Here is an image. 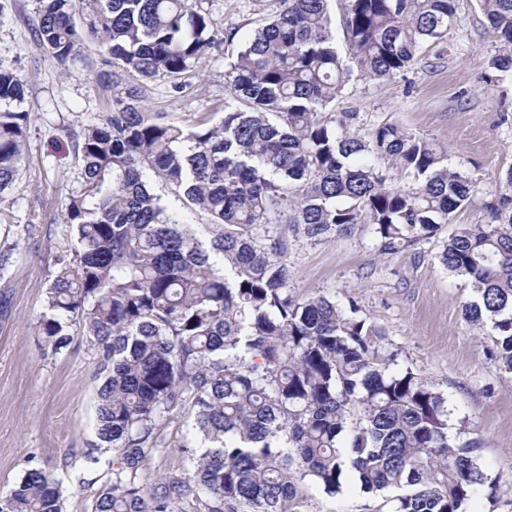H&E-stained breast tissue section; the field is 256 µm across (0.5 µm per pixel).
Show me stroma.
<instances>
[{
  "mask_svg": "<svg viewBox=\"0 0 512 512\" xmlns=\"http://www.w3.org/2000/svg\"><path fill=\"white\" fill-rule=\"evenodd\" d=\"M277 3L208 0L206 7L218 27L249 31ZM38 7V0H0V66L25 78L23 107L31 114L22 174L0 193V493L41 468L58 480L64 512H93L110 475L106 463L86 458L97 444L95 355L79 335L73 353L44 354L36 322L59 257L71 253L63 210L80 171L75 141L107 110L112 89L97 79L95 47L64 69L48 56L32 31ZM496 46L474 0H460L447 42L427 47L395 78L352 79L334 109L359 113L367 126L396 121L433 138L447 146L451 167L497 190L512 167V72L490 67ZM237 52L233 43L208 55L183 94L162 82L148 87L150 111L183 120L211 111L228 94L224 69ZM421 251L382 256L358 232L322 244L290 242L286 259L300 292L355 301L385 329L399 366L447 397L451 436L481 439L482 468L498 490L481 487L469 512H512V373L492 359L490 331L463 315L467 282L439 266L436 243ZM306 494L302 512H386L382 497L351 477L336 496L312 485Z\"/></svg>",
  "mask_w": 512,
  "mask_h": 512,
  "instance_id": "35a3bbf8",
  "label": "stroma"
}]
</instances>
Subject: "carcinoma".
Instances as JSON below:
<instances>
[{
  "label": "carcinoma",
  "mask_w": 512,
  "mask_h": 512,
  "mask_svg": "<svg viewBox=\"0 0 512 512\" xmlns=\"http://www.w3.org/2000/svg\"><path fill=\"white\" fill-rule=\"evenodd\" d=\"M203 0H40L34 36L61 67L93 44L112 81L109 111L76 144L66 197L73 260H59L37 320L54 354L77 328L97 359V437L112 453L94 512H300L309 479L328 496L347 472L392 512H467L487 477L477 447L448 433V398L382 348L384 331L324 295H301L288 237L368 233L383 255L438 245L470 284L466 318L494 333L512 373V169L485 192L448 166V149L398 122L354 131L332 110L352 77L391 79L448 39L458 0H279L241 37L224 73L219 122L150 112L143 90L178 95L205 54L233 42ZM512 71V0H476ZM26 81L0 66V193L20 175ZM406 179L394 184L393 173ZM205 214L210 235L178 220L152 185ZM481 200L484 219L456 224ZM454 228L446 233L445 226ZM362 426L349 430L351 409ZM191 411L184 465L142 480L166 425ZM0 512H62L46 471L0 495Z\"/></svg>",
  "instance_id": "1"
}]
</instances>
